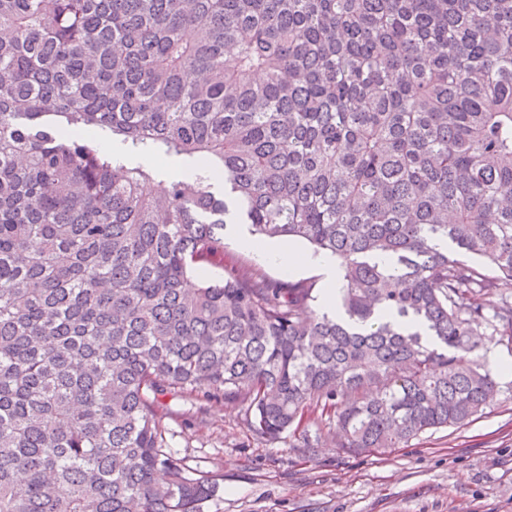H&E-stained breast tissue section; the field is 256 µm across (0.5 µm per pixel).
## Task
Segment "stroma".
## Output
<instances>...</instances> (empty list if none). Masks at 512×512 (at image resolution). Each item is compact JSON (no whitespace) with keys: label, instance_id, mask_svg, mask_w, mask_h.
<instances>
[{"label":"stroma","instance_id":"1","mask_svg":"<svg viewBox=\"0 0 512 512\" xmlns=\"http://www.w3.org/2000/svg\"><path fill=\"white\" fill-rule=\"evenodd\" d=\"M245 224L224 229V259L207 277L254 268L284 272L241 246ZM170 442L189 463L222 474L203 512H512V398L459 428L426 433L402 448L351 454L336 448L332 424L312 411L304 424L319 444L295 436L269 440L248 426L241 407L193 395L166 397Z\"/></svg>","mask_w":512,"mask_h":512}]
</instances>
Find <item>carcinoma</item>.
I'll return each mask as SVG.
<instances>
[{
	"instance_id": "obj_1",
	"label": "carcinoma",
	"mask_w": 512,
	"mask_h": 512,
	"mask_svg": "<svg viewBox=\"0 0 512 512\" xmlns=\"http://www.w3.org/2000/svg\"><path fill=\"white\" fill-rule=\"evenodd\" d=\"M109 131L157 179L96 148ZM221 178L224 193L211 191ZM336 259V314L224 225ZM512 0H0V512H201L163 403L399 448L512 350ZM161 179H182L191 176L196 170L192 164L184 163L179 159L166 158L163 160L154 158V164Z\"/></svg>"
}]
</instances>
